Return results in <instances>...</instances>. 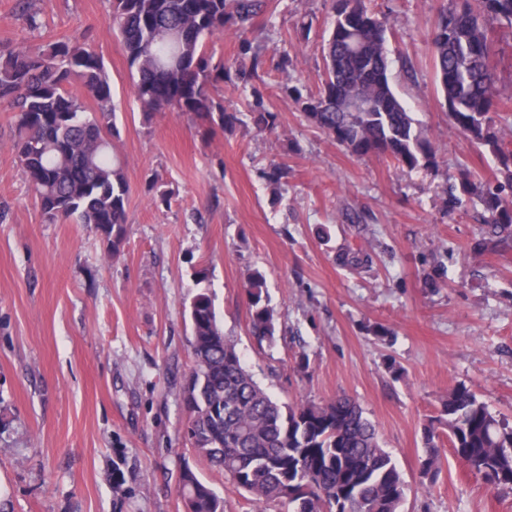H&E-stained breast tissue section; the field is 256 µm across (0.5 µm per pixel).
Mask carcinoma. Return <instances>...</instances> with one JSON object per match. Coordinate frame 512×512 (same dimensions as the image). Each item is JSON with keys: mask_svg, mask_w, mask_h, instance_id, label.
Instances as JSON below:
<instances>
[{"mask_svg": "<svg viewBox=\"0 0 512 512\" xmlns=\"http://www.w3.org/2000/svg\"><path fill=\"white\" fill-rule=\"evenodd\" d=\"M109 26L123 42L135 72L134 96L146 118L165 112L190 115L210 134L232 130L238 114L212 94L229 82L249 92L254 128L272 132L278 115L265 104L259 85L263 44L256 20L265 0H109ZM242 37L241 60L230 68L212 63L207 40L226 29ZM387 26L364 0H335L334 19L323 44L325 79L319 93L305 95L287 84L284 93L303 117L357 157L385 156L409 171L437 165V150L397 97L390 83ZM512 36V0H448L430 34L436 84L451 111L448 118L498 161L512 183V141L491 113L512 102L500 83L503 45ZM79 84L97 110L86 111L70 87ZM368 96L362 112H344L339 102ZM12 112V149L31 185L45 222L75 217L112 238L121 252L128 215V185L115 155L112 83L103 58L72 37L31 52L0 48V103ZM286 167L263 172L272 198L281 197ZM475 195L486 213L477 247L512 249V201L461 175L450 189L452 207ZM338 261L356 271L373 263L369 252L349 248ZM266 276L248 274L249 329L258 342L276 333ZM189 317L193 369L181 390L191 424L185 433L193 451L231 474V485L257 505L288 503L293 512H400L407 484L376 425L342 393L324 402L281 403L246 368L224 335L211 297L196 294ZM436 422L447 429L457 460L498 494L512 493V424L492 413L464 384L441 400ZM421 474L433 482L441 472L440 435L424 429ZM178 492L190 512H224V500L185 466Z\"/></svg>", "mask_w": 512, "mask_h": 512, "instance_id": "obj_1", "label": "carcinoma"}]
</instances>
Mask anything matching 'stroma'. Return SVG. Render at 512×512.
<instances>
[{"label":"stroma","instance_id":"35a3bbf8","mask_svg":"<svg viewBox=\"0 0 512 512\" xmlns=\"http://www.w3.org/2000/svg\"><path fill=\"white\" fill-rule=\"evenodd\" d=\"M32 2L36 31L16 0H0V45L78 36L103 57L128 229L115 258L95 226L45 223L0 106V512H185L186 465L223 496L224 512H258L185 436L179 394L193 364L189 306L200 270L225 335L272 395L292 403L344 393L361 405L408 484L401 512H512V493L488 491L449 445L437 480L420 474L423 428L454 386L512 420V251L475 252L480 206L444 204L463 168L506 199L512 191L493 157L449 121L435 83L429 33L447 0H366L390 31L392 85L438 150L437 166L414 171L352 155L282 90L288 76L320 90L332 0H268L275 30L260 75L279 127L213 136L186 114L144 120L108 0ZM281 162L288 191L275 204L261 171ZM155 179L168 203L151 190ZM355 245L373 253L369 271L337 264ZM253 268L264 271L275 309L271 344L249 333ZM428 273L441 275L440 287L424 286ZM377 325L392 340H378ZM117 469L123 499L112 493Z\"/></svg>","mask_w":512,"mask_h":512}]
</instances>
